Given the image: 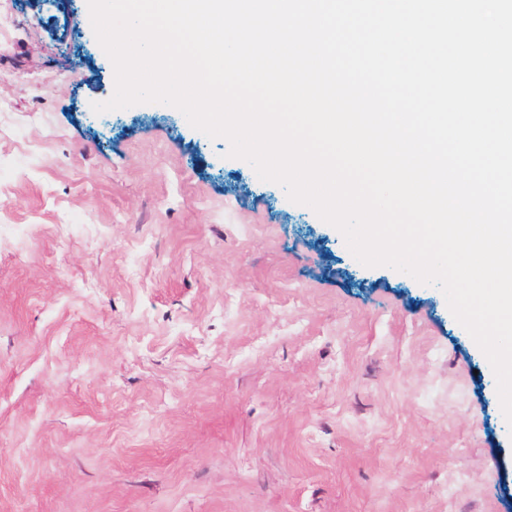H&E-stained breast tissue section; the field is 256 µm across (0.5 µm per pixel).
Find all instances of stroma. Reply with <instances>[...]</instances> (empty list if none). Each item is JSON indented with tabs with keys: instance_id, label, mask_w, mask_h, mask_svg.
I'll return each mask as SVG.
<instances>
[{
	"instance_id": "1",
	"label": "stroma",
	"mask_w": 512,
	"mask_h": 512,
	"mask_svg": "<svg viewBox=\"0 0 512 512\" xmlns=\"http://www.w3.org/2000/svg\"><path fill=\"white\" fill-rule=\"evenodd\" d=\"M0 0V512H512V427L442 291L367 267Z\"/></svg>"
}]
</instances>
